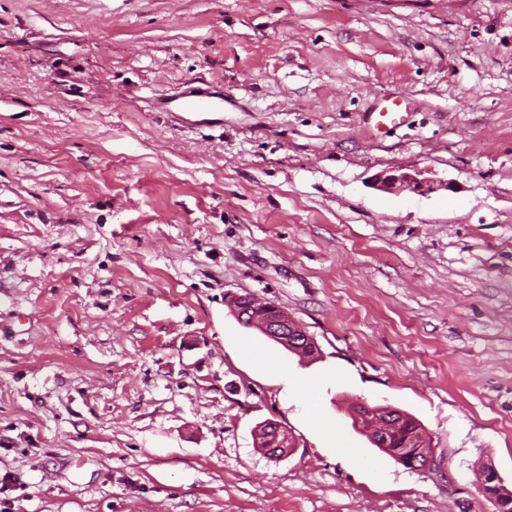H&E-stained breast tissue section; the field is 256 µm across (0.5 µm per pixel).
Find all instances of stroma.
Segmentation results:
<instances>
[{
  "label": "stroma",
  "instance_id": "obj_1",
  "mask_svg": "<svg viewBox=\"0 0 512 512\" xmlns=\"http://www.w3.org/2000/svg\"><path fill=\"white\" fill-rule=\"evenodd\" d=\"M194 79L222 120L154 111ZM484 465L512 490V0H0V512H493ZM403 102L404 99L395 98L391 100L390 104L379 105L376 107L374 112L371 113V116H374L375 125L395 126L396 124L401 123V120L404 117L403 112H401ZM421 174H409V173H402V174H387L383 173L378 175L375 180L377 186L384 191L392 190L396 187V185L407 183L410 188L420 194L425 195L427 193L434 192L438 187H444V184L440 182L439 185L435 186L433 181H430L426 178H419ZM280 312L284 314L276 306L268 305L266 316L257 324L261 332L272 340L277 341L287 350L302 353V350L306 348L310 354L314 353L317 350V346L313 338L307 334L298 322L290 318L284 320ZM303 338H305V342L301 345L299 339L302 340ZM265 427L267 438L270 441L269 448H265L266 451L269 452V454H280V451L282 454L279 455V457L283 456L286 452V448L290 445V440L285 431L282 429V427L273 421H267L264 425H262L260 428ZM388 442H389V439L387 437V435L385 434V437H384V442H383V446L385 448H383V450L387 453H392L395 457H397L398 459L400 460H403V461H410L411 459H413L414 456H420V455H423L424 458L426 459V462H425V467H429L433 461V454H432V448H429V447H422L420 442L415 444L414 445V448L411 447V445L406 441H404L403 444L399 445L398 448H390L388 447ZM423 458V459H424Z\"/></svg>",
  "mask_w": 512,
  "mask_h": 512
}]
</instances>
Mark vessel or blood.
Segmentation results:
<instances>
[{"label":"vessel or blood","mask_w":512,"mask_h":512,"mask_svg":"<svg viewBox=\"0 0 512 512\" xmlns=\"http://www.w3.org/2000/svg\"><path fill=\"white\" fill-rule=\"evenodd\" d=\"M402 99L376 107L373 112L376 125L388 126L401 122ZM155 108L160 112L172 113L181 123L195 124L207 121L208 117L224 110V87L211 82L187 83L172 95L156 100Z\"/></svg>","instance_id":"1"}]
</instances>
